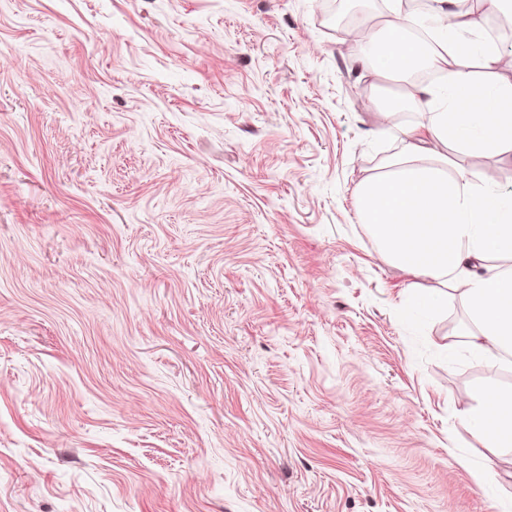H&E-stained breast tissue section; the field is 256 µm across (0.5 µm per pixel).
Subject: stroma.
Listing matches in <instances>:
<instances>
[{
    "instance_id": "obj_1",
    "label": "stroma",
    "mask_w": 512,
    "mask_h": 512,
    "mask_svg": "<svg viewBox=\"0 0 512 512\" xmlns=\"http://www.w3.org/2000/svg\"><path fill=\"white\" fill-rule=\"evenodd\" d=\"M327 0H0V512H501L497 362L382 258ZM474 431L484 435L490 447L512 446V391H494L485 395L478 406L469 410L463 418ZM507 437L509 443L504 444Z\"/></svg>"
}]
</instances>
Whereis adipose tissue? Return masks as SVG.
Returning <instances> with one entry per match:
<instances>
[{"label": "adipose tissue", "mask_w": 512, "mask_h": 512, "mask_svg": "<svg viewBox=\"0 0 512 512\" xmlns=\"http://www.w3.org/2000/svg\"><path fill=\"white\" fill-rule=\"evenodd\" d=\"M461 2L433 0L429 13L408 14L404 0H384L361 55L378 82L406 79L394 108L423 118L403 129L400 150L360 184V217L384 258L462 289L472 324L460 337L471 354L500 360L512 356V268L500 264L512 258V195L470 179L448 152L512 155V137L490 126L499 101L512 99V78L500 73L498 53L478 52L481 18ZM408 23L431 30L428 52L405 38ZM422 67L439 81L414 79ZM464 420L493 446L512 441V391L485 395Z\"/></svg>", "instance_id": "obj_1"}]
</instances>
